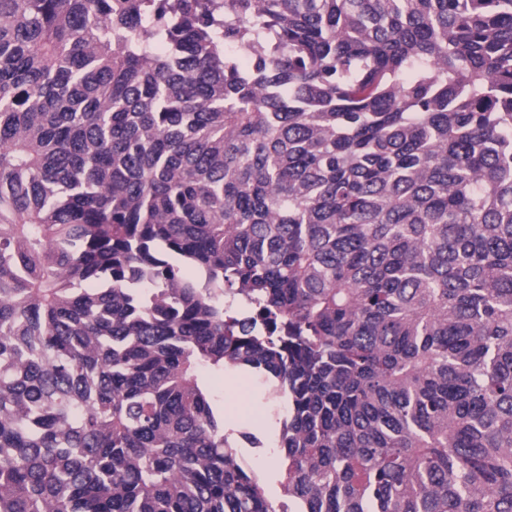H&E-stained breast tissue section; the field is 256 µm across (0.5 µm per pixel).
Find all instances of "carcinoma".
Returning <instances> with one entry per match:
<instances>
[{
	"instance_id": "obj_1",
	"label": "carcinoma",
	"mask_w": 512,
	"mask_h": 512,
	"mask_svg": "<svg viewBox=\"0 0 512 512\" xmlns=\"http://www.w3.org/2000/svg\"><path fill=\"white\" fill-rule=\"evenodd\" d=\"M0 512H512V0H0ZM262 378L257 374L230 370L214 381L213 392L221 409L227 428H237L241 419L249 417L257 422L251 430L265 444L264 448H243L241 453L247 463L262 479L269 498H281V475L277 464V448H272L279 434V420L286 414L284 405L267 400L262 393Z\"/></svg>"
}]
</instances>
